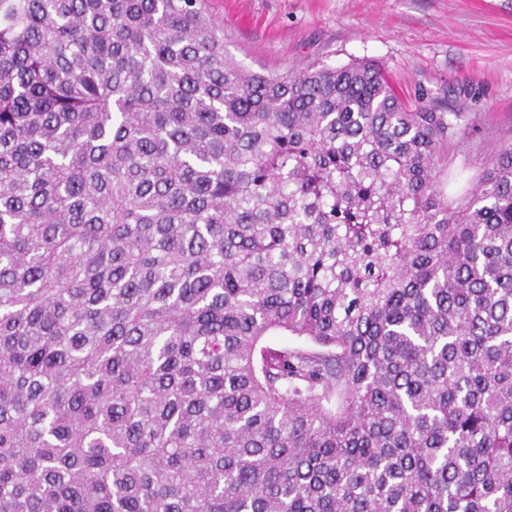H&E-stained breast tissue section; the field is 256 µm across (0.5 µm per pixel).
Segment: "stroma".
Masks as SVG:
<instances>
[{
  "mask_svg": "<svg viewBox=\"0 0 512 512\" xmlns=\"http://www.w3.org/2000/svg\"><path fill=\"white\" fill-rule=\"evenodd\" d=\"M225 53L282 75L371 60L408 102L476 116V157L512 141V0H210Z\"/></svg>",
  "mask_w": 512,
  "mask_h": 512,
  "instance_id": "obj_1",
  "label": "stroma"
}]
</instances>
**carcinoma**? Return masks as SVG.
<instances>
[{
	"instance_id": "1",
	"label": "carcinoma",
	"mask_w": 512,
	"mask_h": 512,
	"mask_svg": "<svg viewBox=\"0 0 512 512\" xmlns=\"http://www.w3.org/2000/svg\"><path fill=\"white\" fill-rule=\"evenodd\" d=\"M475 131L372 62L255 71L209 0H0V512H512Z\"/></svg>"
}]
</instances>
